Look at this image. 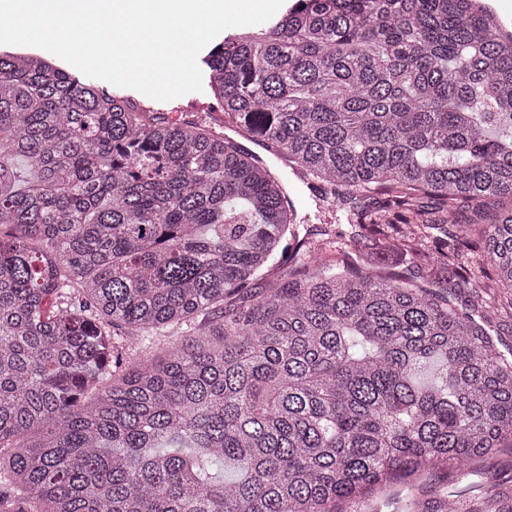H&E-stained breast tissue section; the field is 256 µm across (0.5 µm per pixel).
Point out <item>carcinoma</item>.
<instances>
[{
  "mask_svg": "<svg viewBox=\"0 0 512 512\" xmlns=\"http://www.w3.org/2000/svg\"><path fill=\"white\" fill-rule=\"evenodd\" d=\"M201 63L351 231L0 51V512H457L512 459V44L478 0H296Z\"/></svg>",
  "mask_w": 512,
  "mask_h": 512,
  "instance_id": "1",
  "label": "carcinoma"
}]
</instances>
